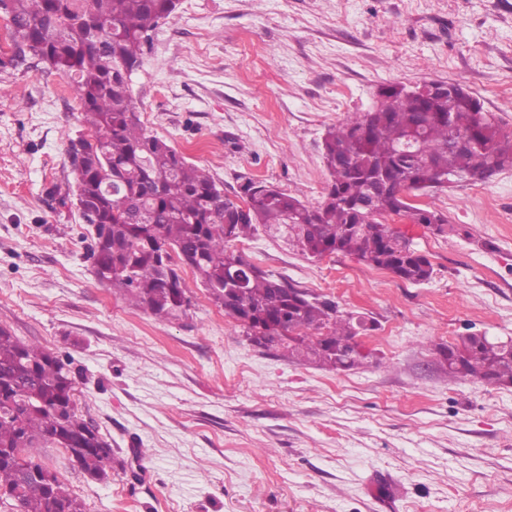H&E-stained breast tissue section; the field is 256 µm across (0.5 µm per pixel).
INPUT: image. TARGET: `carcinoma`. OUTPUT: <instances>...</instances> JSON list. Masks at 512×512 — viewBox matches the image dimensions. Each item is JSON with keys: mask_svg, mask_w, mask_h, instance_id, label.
Segmentation results:
<instances>
[{"mask_svg": "<svg viewBox=\"0 0 512 512\" xmlns=\"http://www.w3.org/2000/svg\"><path fill=\"white\" fill-rule=\"evenodd\" d=\"M179 0H0L12 27L0 66L35 59L74 83L90 135L69 140L74 195L95 225L90 246L99 281L158 318L190 305L179 266L190 268L245 336L276 325L274 349L335 370L374 358L360 346L362 317L261 270L231 246L261 226L308 257L342 253L412 284L428 281L429 258L388 218L436 234L448 218L410 198L512 168V130L453 83L431 82L423 96L403 84L380 86L373 111L329 127L323 159L330 179L310 206L252 178L232 197L165 141L149 135L132 96L148 32ZM450 380L512 385V344L460 336L437 346ZM66 449L92 481L108 478L112 448L75 408L69 363L0 328V497L20 512H85L57 475L35 461L38 449ZM26 472L32 484L20 478Z\"/></svg>", "mask_w": 512, "mask_h": 512, "instance_id": "obj_1", "label": "carcinoma"}]
</instances>
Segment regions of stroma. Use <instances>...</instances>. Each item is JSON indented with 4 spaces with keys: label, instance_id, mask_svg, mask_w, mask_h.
Masks as SVG:
<instances>
[{
    "label": "stroma",
    "instance_id": "stroma-1",
    "mask_svg": "<svg viewBox=\"0 0 512 512\" xmlns=\"http://www.w3.org/2000/svg\"><path fill=\"white\" fill-rule=\"evenodd\" d=\"M462 84L512 128V0H180L132 76L147 133L234 195L310 205L326 129L383 84ZM74 85L0 67V327L70 357L79 414L112 445L105 481L42 448L85 512H512V387L448 381L435 348L512 337V169L417 197L458 226L394 219L433 265L414 285L256 231L235 252L364 316L377 363L336 371L253 345L190 269L158 319L100 283L75 204Z\"/></svg>",
    "mask_w": 512,
    "mask_h": 512
}]
</instances>
